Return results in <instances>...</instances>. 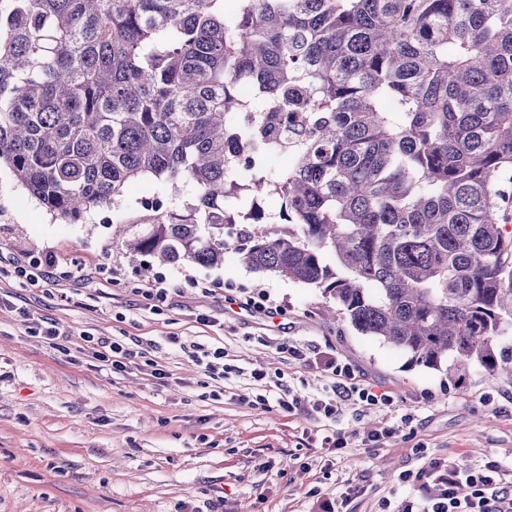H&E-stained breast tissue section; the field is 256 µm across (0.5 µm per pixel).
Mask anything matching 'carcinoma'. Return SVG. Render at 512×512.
I'll use <instances>...</instances> for the list:
<instances>
[{
	"label": "carcinoma",
	"mask_w": 512,
	"mask_h": 512,
	"mask_svg": "<svg viewBox=\"0 0 512 512\" xmlns=\"http://www.w3.org/2000/svg\"><path fill=\"white\" fill-rule=\"evenodd\" d=\"M225 2L0 0V165L65 223L190 184L116 237L233 250L412 363L512 384V0Z\"/></svg>",
	"instance_id": "cac0c4a2"
}]
</instances>
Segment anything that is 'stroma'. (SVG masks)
Segmentation results:
<instances>
[{
  "mask_svg": "<svg viewBox=\"0 0 512 512\" xmlns=\"http://www.w3.org/2000/svg\"><path fill=\"white\" fill-rule=\"evenodd\" d=\"M155 192L132 185L119 207L62 224L0 170V512H402L404 474L430 459L512 465V385L478 366L450 383L331 319L319 289L251 271L232 252L217 267L128 253L112 221L136 216ZM32 259L52 261L55 278H15L14 265ZM161 273L176 287L156 306L140 289ZM187 277L209 292L183 287ZM29 312L148 348L138 370H102L76 341L59 351L33 335ZM288 340L352 364L362 384L393 397L392 414L348 402L329 422L259 405L255 370L310 397L330 383L279 352ZM195 343L223 348L232 373L208 375ZM386 426L394 435L368 447L367 434ZM334 432L346 448L323 444Z\"/></svg>",
  "mask_w": 512,
  "mask_h": 512,
  "instance_id": "1",
  "label": "stroma"
}]
</instances>
